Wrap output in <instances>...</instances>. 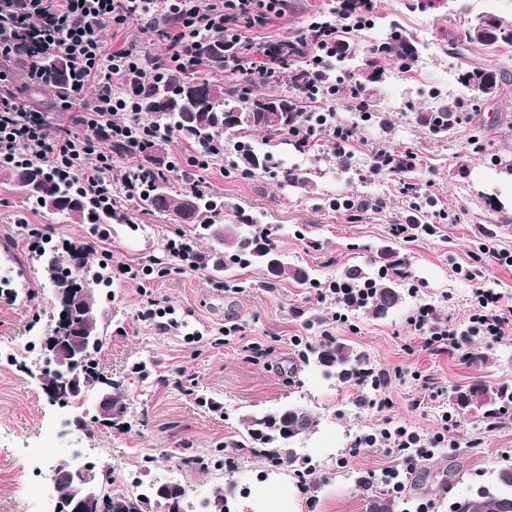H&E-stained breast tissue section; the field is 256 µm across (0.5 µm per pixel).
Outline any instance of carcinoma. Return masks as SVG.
Wrapping results in <instances>:
<instances>
[{
    "mask_svg": "<svg viewBox=\"0 0 512 512\" xmlns=\"http://www.w3.org/2000/svg\"><path fill=\"white\" fill-rule=\"evenodd\" d=\"M498 32L494 36L477 34L467 26L460 30L454 38L458 53L463 55L479 47L512 46V24L497 21ZM307 53V47L300 40H284L275 44V55L279 58L292 56L301 57ZM345 58L339 53L334 59L327 60L321 71L315 72L305 66L287 70L288 84L293 88L306 87L311 84L319 85L328 97L336 95L342 87V79L346 71L339 65ZM416 59V48L412 39L403 29L394 26L390 36L371 49L369 59L373 73H381L388 61H394L402 70H410ZM41 69L57 82L62 81L67 74L65 60L61 57H41L38 59ZM459 81L467 88L495 97L502 90L504 72L468 65L461 69ZM138 108L148 124L156 129L157 137L146 147V151L155 150L161 155L158 164H140L149 174L166 170L168 156L164 148L163 134L176 131L190 139L195 148L206 151L215 139L227 131L237 133L262 131L276 135H284L298 122L299 113L292 99L258 94L252 88L239 85L224 86V83L211 80L205 76L186 80L177 75L163 79L148 86L138 98ZM288 115L286 122H276L271 119L274 111ZM239 111L244 116L241 123L230 125L225 121V114ZM243 158L252 169L277 170L276 176L289 187H305L310 178L305 172L292 169H279V162L270 152L257 153L248 144L241 143ZM0 181L15 186L28 200L32 201L54 218H60L70 224H92L96 227L102 224H125L127 217L101 200L80 190L75 184L53 177L47 167L33 161L27 164L0 169ZM168 186L165 178L151 180L150 189L140 199L142 207L150 212L171 214L185 221L187 218L186 201L193 200L197 204L196 213L191 223L200 227L202 234L220 243L229 240L232 245L225 252L226 264L229 269L234 264L267 263L273 254V248L267 239L255 230L257 220L252 217L240 216L237 220L224 223V202L213 196L200 192L187 191L173 194L166 191L157 194L158 188ZM76 254L84 255V262L77 271H71V259ZM42 270L44 286L48 288H84L89 296L79 306L75 307L73 317L76 325L86 335L100 338L96 351L90 355L78 370L81 381L93 383L101 379L99 372L100 354L104 347L106 336L99 321L98 301L91 285L109 286V277L103 274L104 265L93 267L91 251L88 246L77 243H67L62 248L42 250L37 255ZM277 279L291 278L298 282L308 281L304 271L281 262L275 275ZM342 279L355 281L366 285V290L360 295L357 305L367 309L373 316L380 318L388 315L402 300L398 294L389 299L385 285L394 282L395 272L385 268L376 277H371L361 267L354 266L343 272ZM311 361L317 357L324 359L319 369L328 371L326 378L335 379L341 384L357 382L375 391L378 382L370 376L368 356L354 347L327 336L317 346L310 349ZM306 409L298 405H288L274 411L262 412L246 418L247 440L260 446L270 445L269 455L279 464L294 465L298 462L293 448L274 431H259V426L253 424V419L266 416L279 419L288 416L293 420ZM117 479L108 473L101 485L110 489L109 496L121 503L123 512H145L156 497L123 492L116 486ZM512 502V484L505 485L498 481L491 487H484L478 492L477 500H464L455 505L454 512H512L503 508L505 501Z\"/></svg>",
    "mask_w": 512,
    "mask_h": 512,
    "instance_id": "cac0c4a2",
    "label": "carcinoma"
}]
</instances>
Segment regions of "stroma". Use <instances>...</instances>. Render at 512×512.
Instances as JSON below:
<instances>
[{"mask_svg":"<svg viewBox=\"0 0 512 512\" xmlns=\"http://www.w3.org/2000/svg\"><path fill=\"white\" fill-rule=\"evenodd\" d=\"M338 5L289 0L285 14L259 35L269 43L300 38L313 14L330 15ZM486 13L510 24L512 0H370L369 25L348 41L349 71L364 87L368 111H356L342 96L328 104L339 121L357 127L350 155L336 157L324 129L307 153L285 136H247L283 166L309 172L308 187H285L271 174L249 169L235 151L238 135L225 134L223 157L204 173L208 194L223 200L226 220L257 218L274 252L304 270L309 283L272 279L257 263L225 269L223 246L195 225L125 202L139 230L110 226L112 285L97 294L107 328L100 371L126 384L127 427L95 421V387L85 391L82 405L51 402L43 339L53 304L42 278H35L25 303L0 295V512H51L49 468L64 463L94 464L132 492L155 480L178 483L192 502L211 497L219 485L252 486L261 475L266 498L293 492L297 512H367L372 500L391 496L407 500L410 512L423 502L430 512H453L456 502L491 485L500 466L512 464V409L491 419L484 410H461L450 401L455 389L474 383L492 392L512 387V326L494 340L466 333L477 289H494L512 303V267L491 263L470 278L463 272L470 254L481 249L512 252V174L504 170L512 163V46L477 48L470 55L473 65L503 71L509 82L487 99L458 82L462 61L451 44L461 28ZM393 23L416 41L423 60L411 73L392 64L379 80H369L368 49ZM459 101L461 123L432 134L427 116ZM374 147L417 153L410 178L428 206L413 211L398 175L371 173ZM345 196L366 202L357 218L331 209ZM411 216L435 225V233L413 241L394 237L392 226ZM31 225L42 229L43 239L28 236ZM0 232L29 259L39 247L98 235L88 224L51 223L44 209L3 182ZM180 233L203 254L204 271L174 270L143 289L119 275L117 262L164 259L167 240ZM397 261L405 264V278L394 282L403 300L387 317L318 299L317 284L349 267L375 272ZM153 301L173 310L177 332L138 320ZM424 303L434 305L459 343L481 352L483 361L463 360L452 349H424L410 324ZM233 324L238 333L225 336ZM327 335L365 352L373 368L392 372L390 384L373 391L324 379L304 356ZM257 347L262 357H255ZM386 398L390 407L380 408ZM289 404L310 411L316 432L295 445L304 464L277 467L265 452L246 447L245 420ZM391 422L428 436L448 433L445 446L396 494L384 475L392 463L384 448L351 452L357 437Z\"/></svg>","mask_w":512,"mask_h":512,"instance_id":"1","label":"stroma"}]
</instances>
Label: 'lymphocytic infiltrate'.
Masks as SVG:
<instances>
[{
	"label": "lymphocytic infiltrate",
	"instance_id": "f902f5d3",
	"mask_svg": "<svg viewBox=\"0 0 512 512\" xmlns=\"http://www.w3.org/2000/svg\"><path fill=\"white\" fill-rule=\"evenodd\" d=\"M287 6V0H0V167L37 158L52 172L80 181L86 191L112 207L135 199L143 184V170L119 169L103 143H121L126 154L133 155L153 138V129L136 110L137 92L174 72L202 74L205 50L218 35L224 38L225 74L239 83L273 84L274 67L259 66L253 60L258 47L253 34ZM132 20L164 41L163 54L109 49L104 30L125 27ZM354 31L353 25L341 20L323 29L308 26L307 38L314 50L305 56V64L325 62ZM38 54L68 59L66 81L55 90L63 105L82 108L81 128L51 124L45 113L27 104L9 83L7 69L18 67L29 82L45 84L34 60ZM116 80L121 83L117 90L112 87ZM93 84L98 92L90 100L86 92ZM295 99L301 112L289 138L298 147L310 149L315 126L321 123L332 134L337 156H346L355 141V127L333 119L322 121L316 111L319 101L310 89L296 90ZM470 322L471 335L500 336L512 325V304L491 290L477 291ZM411 324L424 348L444 352L458 345L456 331L439 320L432 305H420ZM444 441L440 433L427 438L398 426L377 436L357 438L355 446L383 444L411 473L420 462L432 459Z\"/></svg>",
	"mask_w": 512,
	"mask_h": 512
}]
</instances>
